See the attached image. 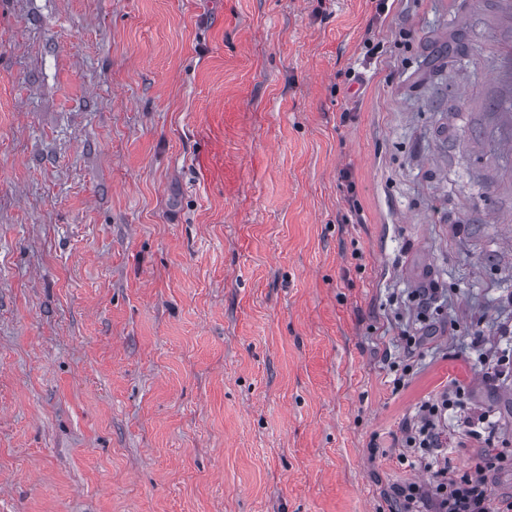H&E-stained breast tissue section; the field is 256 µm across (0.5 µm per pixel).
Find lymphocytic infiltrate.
<instances>
[{"label":"lymphocytic infiltrate","instance_id":"lymphocytic-infiltrate-1","mask_svg":"<svg viewBox=\"0 0 512 512\" xmlns=\"http://www.w3.org/2000/svg\"><path fill=\"white\" fill-rule=\"evenodd\" d=\"M465 391L464 383L453 379L421 404L416 419L404 427L399 458L414 468L433 469L432 456L442 448L443 426L454 410L464 411L460 433L467 442L483 448V456L461 474L448 467L435 469L430 488L414 483L398 487L393 512H512V497L493 498L489 486L491 472L511 458L493 449L496 429L491 412H465Z\"/></svg>","mask_w":512,"mask_h":512}]
</instances>
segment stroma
<instances>
[{"mask_svg": "<svg viewBox=\"0 0 512 512\" xmlns=\"http://www.w3.org/2000/svg\"><path fill=\"white\" fill-rule=\"evenodd\" d=\"M378 4L0 0V512H388L451 377L512 441V0Z\"/></svg>", "mask_w": 512, "mask_h": 512, "instance_id": "1", "label": "stroma"}]
</instances>
